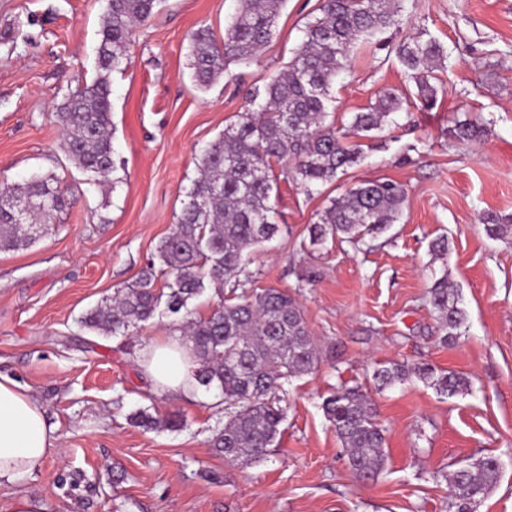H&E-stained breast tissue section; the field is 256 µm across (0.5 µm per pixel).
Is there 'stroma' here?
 Returning <instances> with one entry per match:
<instances>
[{
    "instance_id": "stroma-1",
    "label": "stroma",
    "mask_w": 512,
    "mask_h": 512,
    "mask_svg": "<svg viewBox=\"0 0 512 512\" xmlns=\"http://www.w3.org/2000/svg\"><path fill=\"white\" fill-rule=\"evenodd\" d=\"M235 0H163L136 27L129 60L111 72L114 188L101 192L71 165L53 114L96 74L106 0H0V184L55 175L75 203L31 246L0 251V374L42 405L59 454L0 486V512L17 496L44 512H453L448 476L474 458L500 462L476 512H512V244L487 236L479 218L512 215V0H403L401 21L380 43L354 49L327 118L348 127L383 92L414 95L396 57L407 40H435L445 62L433 108L396 114L365 160L307 194L290 170H273L281 233L252 252L251 290H289L319 350L311 374L281 393L283 433L264 462L241 465L211 448L224 425L214 394H158L138 366L173 317L127 336L87 331L80 317L148 267L197 176L202 149L238 122L246 94L285 68L322 0H287L258 59L234 62L207 91L195 89L189 35L223 38ZM471 118L477 142L450 133ZM391 180L405 202L398 222L355 245L311 244L330 198L364 180ZM447 236L448 253L430 244ZM447 276L467 321L442 341L429 303ZM432 366L470 378L448 395L418 378L383 389L374 367ZM359 387L385 435L378 477L352 474L326 420L331 392ZM179 416L184 426L147 430L130 417ZM124 473L113 483V473ZM79 474L78 490L60 478Z\"/></svg>"
}]
</instances>
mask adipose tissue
Instances as JSON below:
<instances>
[{
	"mask_svg": "<svg viewBox=\"0 0 512 512\" xmlns=\"http://www.w3.org/2000/svg\"><path fill=\"white\" fill-rule=\"evenodd\" d=\"M140 365L159 393L195 394L192 355L180 337H159ZM57 450L55 429L47 424L38 401L13 379L0 375V485L33 473Z\"/></svg>",
	"mask_w": 512,
	"mask_h": 512,
	"instance_id": "adipose-tissue-1",
	"label": "adipose tissue"
}]
</instances>
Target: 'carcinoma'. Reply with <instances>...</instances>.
Segmentation results:
<instances>
[{
  "mask_svg": "<svg viewBox=\"0 0 512 512\" xmlns=\"http://www.w3.org/2000/svg\"><path fill=\"white\" fill-rule=\"evenodd\" d=\"M236 2L222 41L205 29L189 35V66L200 88L211 86L230 63L257 58L271 41L286 0ZM160 3L107 0L96 76L55 113L65 157L96 185L114 183L109 75L128 59L135 27L147 21ZM320 11L321 16L303 30L288 66L270 77L263 89L250 92L251 109L202 150L188 202L173 231L156 248L167 268V282L157 286L154 273L146 271L80 320L87 330L124 336L157 316H179L175 326L184 333L195 359L191 371L195 387L217 392L221 400L216 405L224 406V427L213 435L212 447L224 459L242 465L258 463L268 455L285 419L277 392L284 381L315 370L318 349L298 301L284 290H244L205 318L193 316L191 305L211 286L224 298V283L243 273L246 255L281 231L270 204L274 165L293 162L296 179L312 193L360 164L365 157L361 139L393 122L391 115L407 102L385 93L366 111L356 113L345 131L325 123L333 104V82L347 67L350 49L399 24L400 0H322ZM397 55L416 84L419 102L433 107L438 89L431 81L442 59L441 46L431 39L413 40L399 46ZM483 133V126L469 119L453 129L460 141H474ZM74 204L52 175L0 186V249L32 245L54 228L58 214ZM403 204L399 184L361 182L329 199L319 221L309 229L311 242L331 236L355 244L366 235L382 234L398 221ZM482 223L490 238L512 240V216L488 214ZM429 303L444 335H458L465 312L448 275L434 281ZM412 375L451 395L470 387L465 376L450 372L437 377L428 365L410 369L393 363L374 371L382 388ZM323 410L346 448L352 472L363 478L378 475L386 461L385 438L367 396L344 388L324 400ZM132 419L146 429L183 427L178 419H160L145 411ZM499 470L498 458L486 456L454 471L448 488L455 512H476L496 484Z\"/></svg>",
  "mask_w": 512,
  "mask_h": 512,
  "instance_id": "cac0c4a2",
  "label": "carcinoma"
}]
</instances>
